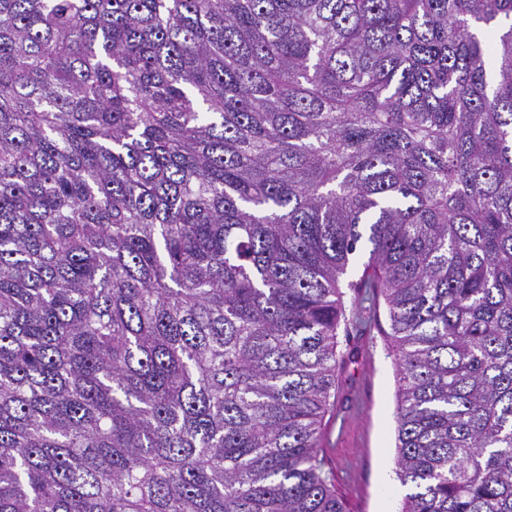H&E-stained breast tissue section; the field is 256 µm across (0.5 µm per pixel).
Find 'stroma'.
<instances>
[{"label": "stroma", "mask_w": 512, "mask_h": 512, "mask_svg": "<svg viewBox=\"0 0 512 512\" xmlns=\"http://www.w3.org/2000/svg\"><path fill=\"white\" fill-rule=\"evenodd\" d=\"M377 320L338 330L336 380L323 419L322 455L346 512H378L379 471L398 453L396 360L385 303Z\"/></svg>", "instance_id": "obj_1"}]
</instances>
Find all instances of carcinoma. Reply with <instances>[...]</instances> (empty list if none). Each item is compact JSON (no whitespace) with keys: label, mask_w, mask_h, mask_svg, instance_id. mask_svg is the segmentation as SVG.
Instances as JSON below:
<instances>
[{"label":"carcinoma","mask_w":512,"mask_h":512,"mask_svg":"<svg viewBox=\"0 0 512 512\" xmlns=\"http://www.w3.org/2000/svg\"><path fill=\"white\" fill-rule=\"evenodd\" d=\"M400 512H512V0H0V512H345V320ZM346 284L342 289L346 321L338 330L335 387L323 419L324 469L346 511L378 512L379 471L386 461L394 473L398 511L409 490L395 474L397 368L388 313L381 298L377 321L366 328L357 326L351 321L354 293Z\"/></svg>","instance_id":"1"}]
</instances>
